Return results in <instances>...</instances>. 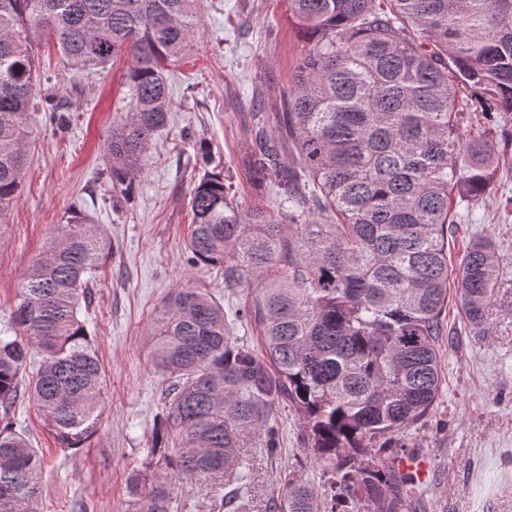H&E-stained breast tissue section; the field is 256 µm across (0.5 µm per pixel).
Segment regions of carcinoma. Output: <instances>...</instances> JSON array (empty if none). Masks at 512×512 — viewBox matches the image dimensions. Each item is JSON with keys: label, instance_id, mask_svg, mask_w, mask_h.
<instances>
[{"label": "carcinoma", "instance_id": "obj_1", "mask_svg": "<svg viewBox=\"0 0 512 512\" xmlns=\"http://www.w3.org/2000/svg\"><path fill=\"white\" fill-rule=\"evenodd\" d=\"M286 2L306 48L279 111L252 113L245 163L251 180L274 181L278 205L235 199L208 171L189 200V262L249 290L235 319L254 325L259 349L233 340L210 294L166 297L152 351L165 412L128 478V512H174L183 480L219 478L241 495L239 449L256 439L274 456L285 403L324 481L288 473L277 512H419L400 452L443 387L450 282L479 335L499 281L492 239L474 238L456 267L448 245L458 208L490 192L495 127L512 120V0ZM38 31L74 70L131 61L130 106L105 143L118 213L168 121L165 65L204 35L200 0H0V219L25 176ZM111 250L99 225L72 212L0 328V512H42L43 456L17 430L20 402L63 449L98 430L107 383L79 313Z\"/></svg>", "mask_w": 512, "mask_h": 512}]
</instances>
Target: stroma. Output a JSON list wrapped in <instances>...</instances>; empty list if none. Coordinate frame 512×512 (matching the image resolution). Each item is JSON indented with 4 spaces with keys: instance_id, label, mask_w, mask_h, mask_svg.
Listing matches in <instances>:
<instances>
[{
    "instance_id": "35a3bbf8",
    "label": "stroma",
    "mask_w": 512,
    "mask_h": 512,
    "mask_svg": "<svg viewBox=\"0 0 512 512\" xmlns=\"http://www.w3.org/2000/svg\"><path fill=\"white\" fill-rule=\"evenodd\" d=\"M201 14L203 38L166 70L169 121L141 160L132 203L117 214L104 145L130 104V61L121 57L104 71L79 73L62 64L54 45L40 47L36 89L53 109L30 115L26 175L0 224V319L72 211L88 214L114 245L81 311L107 379L97 434L81 452L65 451L32 405L21 403L15 413L43 456L42 512H126L127 477L144 460L164 409L151 336L164 298L178 286L205 290L227 306L247 296L225 290L222 271L189 264V200L209 171L221 174L238 199L269 202L270 184H253L243 165L253 147L249 107L260 89L265 111L279 110V89L289 84L301 41L285 0H201ZM476 233L499 245L502 273L486 301L487 335H474L457 296L449 298L442 395L434 415L411 435V453L428 472L421 482L427 512H512V213L500 208L497 195L459 224L451 256L461 255ZM278 424L277 457L240 451L251 475L243 499L218 511L222 481L183 482L176 491L184 512H275L288 471L320 476L298 439L300 415L281 407Z\"/></svg>"
}]
</instances>
